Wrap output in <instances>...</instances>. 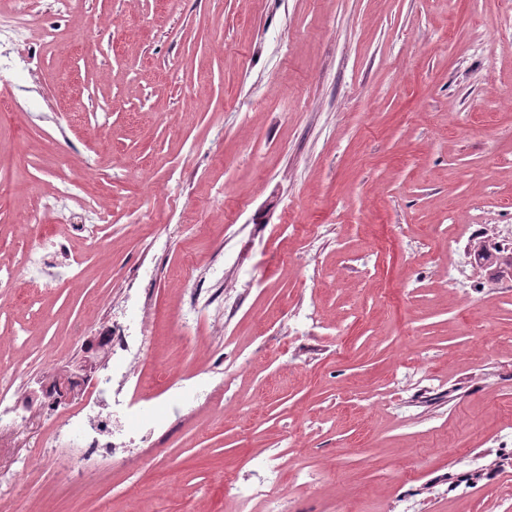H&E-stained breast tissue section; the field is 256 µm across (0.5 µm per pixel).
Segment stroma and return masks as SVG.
<instances>
[{
    "label": "stroma",
    "mask_w": 512,
    "mask_h": 512,
    "mask_svg": "<svg viewBox=\"0 0 512 512\" xmlns=\"http://www.w3.org/2000/svg\"><path fill=\"white\" fill-rule=\"evenodd\" d=\"M0 43V371L36 396L152 320L139 464L62 482L55 422L0 434V512H512V0H28ZM75 185L63 208L39 210ZM94 194L108 245L74 225ZM40 223H32L33 213ZM319 236L307 241L305 228ZM63 246L56 287L20 273ZM194 274L212 302L176 334ZM229 391L196 399L204 378ZM58 252H62V247L50 250L47 246H40L29 250L24 257L23 270L35 279L40 278L42 280L43 288H52L54 280L51 279L44 281V274L46 268L54 263L50 257ZM238 497L248 499L258 497L262 500L265 512H282L284 485L278 475L259 481L244 488L236 487Z\"/></svg>",
    "instance_id": "obj_1"
}]
</instances>
